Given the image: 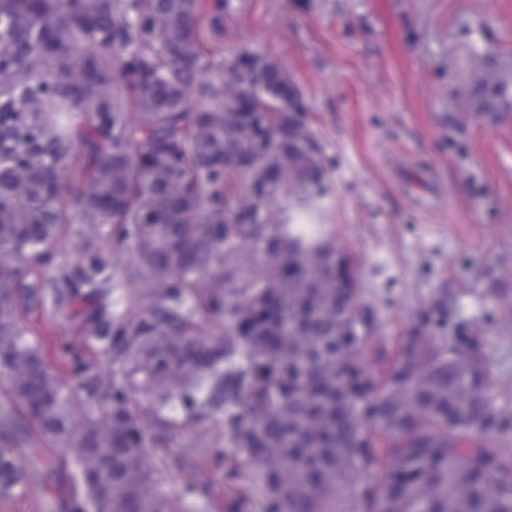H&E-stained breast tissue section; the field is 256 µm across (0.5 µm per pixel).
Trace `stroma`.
Returning a JSON list of instances; mask_svg holds the SVG:
<instances>
[{
	"mask_svg": "<svg viewBox=\"0 0 512 512\" xmlns=\"http://www.w3.org/2000/svg\"><path fill=\"white\" fill-rule=\"evenodd\" d=\"M215 60L251 51L303 92L331 164L323 218L355 262L360 302L375 314L365 361L402 344L433 306L446 335L465 330L493 369L491 395L512 418V114L491 121L466 99L469 56L512 75V0H225ZM52 367L86 349L80 319L52 300L25 311ZM151 394L130 407L156 446L170 512H263L247 465L218 456V418L163 428Z\"/></svg>",
	"mask_w": 512,
	"mask_h": 512,
	"instance_id": "1",
	"label": "stroma"
}]
</instances>
